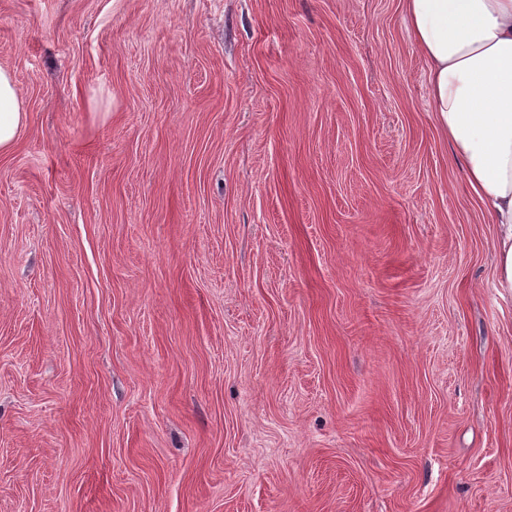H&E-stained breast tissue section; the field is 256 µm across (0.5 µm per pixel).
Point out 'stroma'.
Wrapping results in <instances>:
<instances>
[{
  "instance_id": "stroma-1",
  "label": "stroma",
  "mask_w": 512,
  "mask_h": 512,
  "mask_svg": "<svg viewBox=\"0 0 512 512\" xmlns=\"http://www.w3.org/2000/svg\"><path fill=\"white\" fill-rule=\"evenodd\" d=\"M0 512H512V295L400 0H0ZM29 122L13 73L0 66V155L11 153Z\"/></svg>"
}]
</instances>
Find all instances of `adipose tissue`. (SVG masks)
Returning a JSON list of instances; mask_svg holds the SVG:
<instances>
[{
    "instance_id": "ef3b65f1",
    "label": "adipose tissue",
    "mask_w": 512,
    "mask_h": 512,
    "mask_svg": "<svg viewBox=\"0 0 512 512\" xmlns=\"http://www.w3.org/2000/svg\"><path fill=\"white\" fill-rule=\"evenodd\" d=\"M427 63L435 121L497 234L496 285L512 293V0H401ZM29 122L0 66V155Z\"/></svg>"
}]
</instances>
